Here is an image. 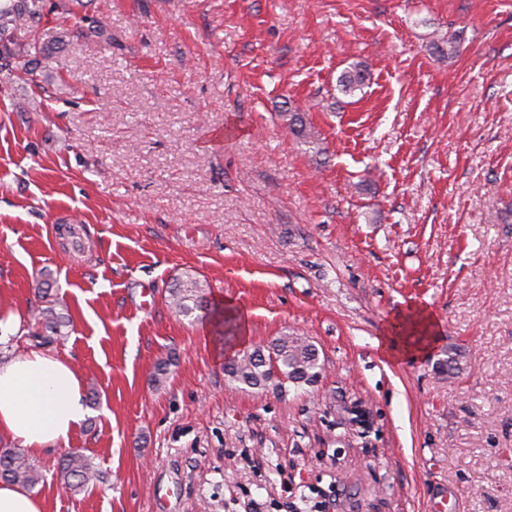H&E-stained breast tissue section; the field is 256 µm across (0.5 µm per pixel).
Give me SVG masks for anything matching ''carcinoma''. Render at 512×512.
<instances>
[{"mask_svg": "<svg viewBox=\"0 0 512 512\" xmlns=\"http://www.w3.org/2000/svg\"><path fill=\"white\" fill-rule=\"evenodd\" d=\"M44 0H0V74L9 82L36 83V69L41 59L49 55L50 47L33 37L21 39L17 32H35L42 21ZM62 23L78 27L83 23L102 32L106 24L98 19L80 16L72 8L63 7ZM369 75L368 66L357 61L338 77L339 90L352 96L362 89ZM281 116L288 118L287 127L297 139L312 147L317 144L315 132L307 125L304 114L297 108H288ZM171 309L184 317L203 318L208 310L205 289L195 280L178 279L166 289ZM62 302L53 300L34 317L31 335L64 336L62 329L70 325L68 314L59 310ZM459 354L454 348L444 351V358L436 362V370L452 376L459 369ZM322 364L315 345L293 332L275 337L266 349L255 348L239 352L224 363V377L239 389L272 391L278 395L288 392V385L299 389L311 386L320 378ZM59 475L64 488L79 491L96 476L91 462L82 454H68L59 462ZM0 478L27 488L43 480L42 473L31 464L19 448L0 452Z\"/></svg>", "mask_w": 512, "mask_h": 512, "instance_id": "obj_1", "label": "carcinoma"}]
</instances>
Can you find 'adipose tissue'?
<instances>
[{"mask_svg": "<svg viewBox=\"0 0 512 512\" xmlns=\"http://www.w3.org/2000/svg\"><path fill=\"white\" fill-rule=\"evenodd\" d=\"M433 327L434 315L410 304L391 319L378 346L397 362L428 353L431 341L415 342V325ZM85 420L81 378L64 359L32 350L0 360V443L39 458L50 454L80 429Z\"/></svg>", "mask_w": 512, "mask_h": 512, "instance_id": "adipose-tissue-1", "label": "adipose tissue"}]
</instances>
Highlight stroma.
Returning <instances> with one entry per match:
<instances>
[{
    "label": "stroma",
    "instance_id": "obj_1",
    "mask_svg": "<svg viewBox=\"0 0 512 512\" xmlns=\"http://www.w3.org/2000/svg\"><path fill=\"white\" fill-rule=\"evenodd\" d=\"M65 2L36 85L0 87L5 353L34 349L51 283L71 323L45 350L89 402L34 461L48 512H433L451 492L512 512V0H83L101 34L60 24ZM188 274L247 312L243 348L310 340L318 383L228 385L223 337L166 302ZM410 303L439 340L388 361L375 342ZM71 452L99 475L76 493ZM369 75L368 66L361 61L354 62L338 77L339 90L344 95L352 96L361 91ZM280 114L283 117H288V130L295 138L302 140L310 148H314V145L318 144L312 126H307L304 113H301L299 109L290 107ZM96 474L91 462L82 454L65 455L59 462V475L64 488L74 492L88 486Z\"/></svg>",
    "mask_w": 512,
    "mask_h": 512
}]
</instances>
